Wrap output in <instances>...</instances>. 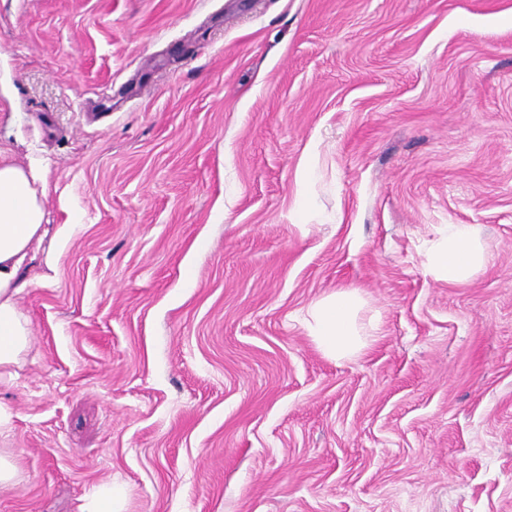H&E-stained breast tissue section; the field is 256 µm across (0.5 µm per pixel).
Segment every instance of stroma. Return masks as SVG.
Segmentation results:
<instances>
[{"instance_id":"obj_1","label":"stroma","mask_w":512,"mask_h":512,"mask_svg":"<svg viewBox=\"0 0 512 512\" xmlns=\"http://www.w3.org/2000/svg\"><path fill=\"white\" fill-rule=\"evenodd\" d=\"M0 152L72 227L0 512H512V0H0ZM349 287L339 362L302 315ZM489 262L476 224H444L429 241L425 266L436 279L450 284L470 281ZM365 299L357 288H341L308 306L303 322L321 351L336 360L358 356L369 334L360 322ZM118 497L112 491V484L100 487L91 497L87 512H119Z\"/></svg>"}]
</instances>
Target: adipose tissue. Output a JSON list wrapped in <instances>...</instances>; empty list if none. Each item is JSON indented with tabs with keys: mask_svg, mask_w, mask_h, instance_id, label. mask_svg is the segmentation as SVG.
Here are the masks:
<instances>
[{
	"mask_svg": "<svg viewBox=\"0 0 512 512\" xmlns=\"http://www.w3.org/2000/svg\"><path fill=\"white\" fill-rule=\"evenodd\" d=\"M47 180L35 165L22 167L0 156V384L12 382L31 345L33 324L20 297L31 285L29 270H57L54 253L39 254L36 246L48 234L67 237L69 225L49 231L44 200ZM489 262L479 227L445 224L425 252V266L436 279L451 284L470 281ZM365 299L360 289L341 288L308 306L303 322L321 351L342 360L358 356L369 334L360 321Z\"/></svg>",
	"mask_w": 512,
	"mask_h": 512,
	"instance_id": "obj_1",
	"label": "adipose tissue"
}]
</instances>
